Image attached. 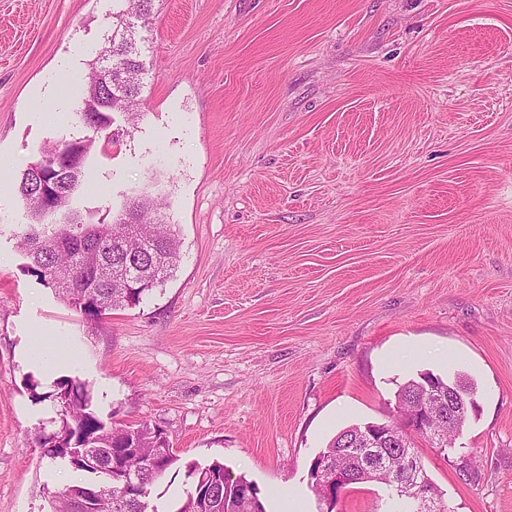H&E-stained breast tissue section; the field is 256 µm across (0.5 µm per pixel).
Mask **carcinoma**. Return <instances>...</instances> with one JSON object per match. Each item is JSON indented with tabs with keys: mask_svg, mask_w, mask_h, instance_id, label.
Wrapping results in <instances>:
<instances>
[{
	"mask_svg": "<svg viewBox=\"0 0 512 512\" xmlns=\"http://www.w3.org/2000/svg\"><path fill=\"white\" fill-rule=\"evenodd\" d=\"M112 26L122 36L108 40L109 47L101 51L90 64L77 111L98 106L93 121L105 122V112H122L136 116L138 95L145 75L140 60L139 44L146 38L138 29L146 30L152 20L154 0H113ZM96 146L95 135L76 139L72 151L77 153L74 164L65 162L64 150H51L59 159L58 166L44 169L47 192L30 175L32 167L24 169L18 179L17 192L29 218L19 238V249L29 259L26 269L35 274L69 308L90 321L100 320L101 312L133 307L154 289L161 287L175 272L180 259L179 234L161 213L158 201L144 196L134 201L138 223L127 224L126 212L111 220L93 219L72 210L73 198L83 183L86 160ZM53 399L60 407L61 428L48 437H41L43 455L51 461L67 463L86 475L82 487L92 489L100 484L96 474L73 460L70 449L100 446L120 448L126 434L121 426L109 425L91 409L90 394L85 383L76 378H62L57 383ZM141 438L139 454L126 460L130 471L143 474L141 487L125 491L120 480L112 481V512H150L147 503L156 474H165L178 462L175 454L168 459L155 458L154 448L169 447L154 440V429L146 423L138 425ZM185 476L191 487L183 500L175 504L174 512H265L258 489L245 477H229L224 463L214 460L202 465L191 461L185 465ZM403 475L386 472L380 478L390 496V505L403 507L402 512H416L409 507L413 499L398 493ZM73 487L53 495V512H78L70 497Z\"/></svg>",
	"mask_w": 512,
	"mask_h": 512,
	"instance_id": "carcinoma-1",
	"label": "carcinoma"
}]
</instances>
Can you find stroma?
Returning <instances> with one entry per match:
<instances>
[{"mask_svg":"<svg viewBox=\"0 0 512 512\" xmlns=\"http://www.w3.org/2000/svg\"><path fill=\"white\" fill-rule=\"evenodd\" d=\"M112 9L0 0V512L65 488L38 444L54 386L23 357L39 323L83 349L99 417L179 455L159 512L216 459L266 512H318L314 457L426 371L476 388L454 449L417 443L449 512H512V0H154L140 113H112L74 205L162 199L181 259L93 323L27 272L15 183L85 135L67 86ZM388 508L359 484L335 512Z\"/></svg>","mask_w":512,"mask_h":512,"instance_id":"1","label":"stroma"}]
</instances>
